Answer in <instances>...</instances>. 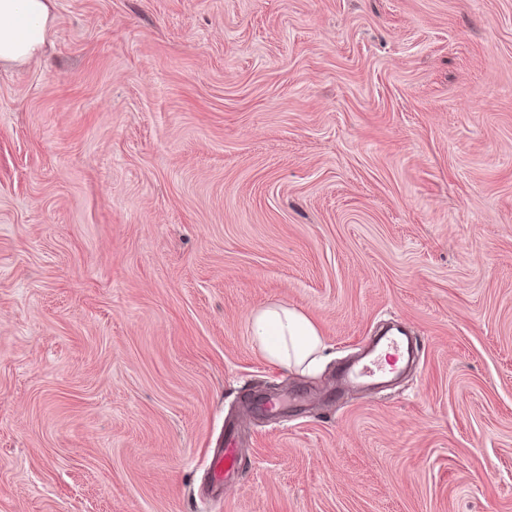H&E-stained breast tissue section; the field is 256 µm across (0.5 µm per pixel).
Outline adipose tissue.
Segmentation results:
<instances>
[{
    "instance_id": "1",
    "label": "adipose tissue",
    "mask_w": 512,
    "mask_h": 512,
    "mask_svg": "<svg viewBox=\"0 0 512 512\" xmlns=\"http://www.w3.org/2000/svg\"><path fill=\"white\" fill-rule=\"evenodd\" d=\"M54 20L52 0H0V63L31 61L45 45ZM249 332L265 358L278 366L310 372L326 357L327 345L313 320L281 303L255 310Z\"/></svg>"
}]
</instances>
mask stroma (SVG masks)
Listing matches in <instances>:
<instances>
[{"mask_svg": "<svg viewBox=\"0 0 512 512\" xmlns=\"http://www.w3.org/2000/svg\"><path fill=\"white\" fill-rule=\"evenodd\" d=\"M54 13L0 65V512H512V0ZM394 322L415 365L336 389ZM254 344L272 364L314 371L326 357L328 346L319 328L303 311L282 303L255 310L249 320ZM237 439L232 429L224 430V448L216 453L210 461V474L214 483H221L227 474L236 469L238 456Z\"/></svg>", "mask_w": 512, "mask_h": 512, "instance_id": "35a3bbf8", "label": "stroma"}]
</instances>
